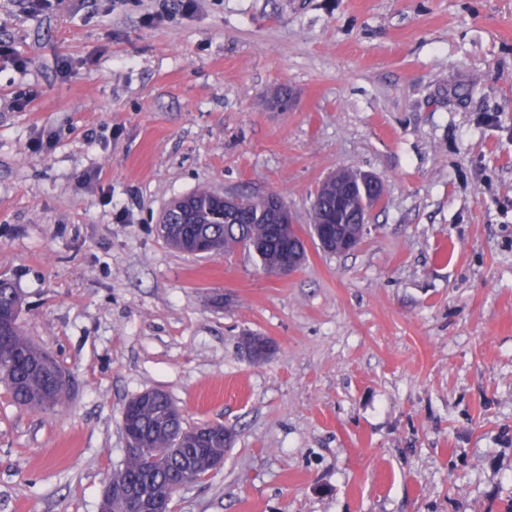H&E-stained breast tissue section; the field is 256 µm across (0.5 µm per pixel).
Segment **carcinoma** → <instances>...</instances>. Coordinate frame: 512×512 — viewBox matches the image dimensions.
<instances>
[{"instance_id":"carcinoma-1","label":"carcinoma","mask_w":512,"mask_h":512,"mask_svg":"<svg viewBox=\"0 0 512 512\" xmlns=\"http://www.w3.org/2000/svg\"><path fill=\"white\" fill-rule=\"evenodd\" d=\"M363 174L341 170L325 179L318 189L311 214V229L335 221L340 234L356 235L365 223L360 204ZM237 213L224 216V203L215 191L200 186L172 202L159 232L173 249L193 253L203 241L211 253L229 252L261 242L256 253L262 270L273 272L281 263L283 243L272 224L270 196H241ZM21 297L0 282V378L13 400L26 409L54 408L68 398L66 388L50 386L48 369L42 368L49 353L26 336L18 323ZM135 418L136 447L125 455L115 475L139 485L147 499L162 498L171 504L170 486L190 477L198 483L210 471V461L226 454L233 440L224 439V424L203 423L187 428L182 415L163 390L141 398L131 409Z\"/></svg>"}]
</instances>
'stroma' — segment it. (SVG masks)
Returning a JSON list of instances; mask_svg holds the SVG:
<instances>
[{
	"label": "stroma",
	"mask_w": 512,
	"mask_h": 512,
	"mask_svg": "<svg viewBox=\"0 0 512 512\" xmlns=\"http://www.w3.org/2000/svg\"><path fill=\"white\" fill-rule=\"evenodd\" d=\"M0 40V279L73 388L0 382V512H97L153 388L235 429L173 512H507L512 0H0ZM341 168L386 192L336 254L310 225ZM202 185L281 194L299 270L167 246Z\"/></svg>",
	"instance_id": "35a3bbf8"
}]
</instances>
